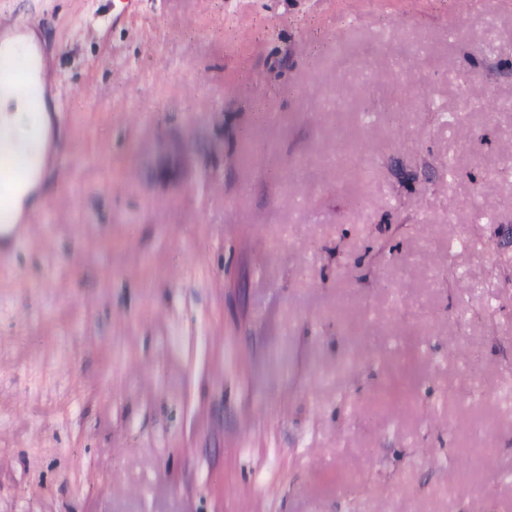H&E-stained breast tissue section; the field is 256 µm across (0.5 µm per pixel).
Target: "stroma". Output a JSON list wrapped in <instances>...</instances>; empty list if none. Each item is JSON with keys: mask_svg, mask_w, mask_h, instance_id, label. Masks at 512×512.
I'll use <instances>...</instances> for the list:
<instances>
[{"mask_svg": "<svg viewBox=\"0 0 512 512\" xmlns=\"http://www.w3.org/2000/svg\"><path fill=\"white\" fill-rule=\"evenodd\" d=\"M22 18L74 161L0 253V512H512V0Z\"/></svg>", "mask_w": 512, "mask_h": 512, "instance_id": "obj_1", "label": "stroma"}]
</instances>
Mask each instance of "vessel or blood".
Here are the masks:
<instances>
[{
	"instance_id": "b4317fda",
	"label": "vessel or blood",
	"mask_w": 512,
	"mask_h": 512,
	"mask_svg": "<svg viewBox=\"0 0 512 512\" xmlns=\"http://www.w3.org/2000/svg\"><path fill=\"white\" fill-rule=\"evenodd\" d=\"M25 23H17L12 32H0V86L20 90L23 94L40 91L47 55L39 45H27L17 50L16 44L23 40ZM62 119L52 114L50 127L41 142L30 147L25 154L0 152V249L28 240L36 213L30 212L16 222L4 218L3 212L18 192L30 185H41L64 176L73 158L59 137Z\"/></svg>"
}]
</instances>
